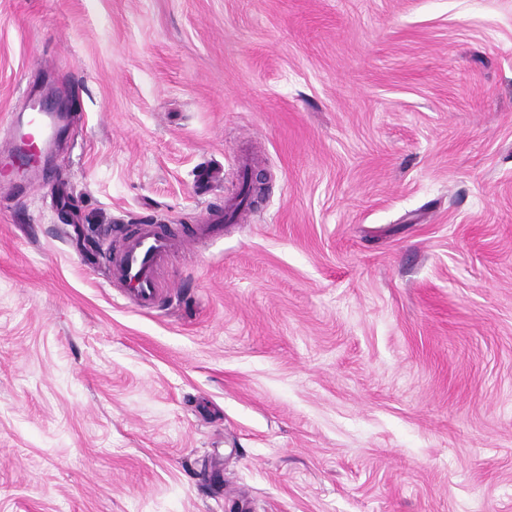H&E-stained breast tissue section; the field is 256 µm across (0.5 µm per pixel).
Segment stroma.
<instances>
[{
    "mask_svg": "<svg viewBox=\"0 0 512 512\" xmlns=\"http://www.w3.org/2000/svg\"><path fill=\"white\" fill-rule=\"evenodd\" d=\"M0 512H512V0H0ZM259 181L141 311L107 228ZM35 109L37 112H31L24 121L14 126L10 143L0 150L1 176L7 172L34 167L32 159L23 150L22 145L33 141L48 142L54 136L56 126L63 119V115L53 112L48 104L40 103Z\"/></svg>",
    "mask_w": 512,
    "mask_h": 512,
    "instance_id": "1",
    "label": "stroma"
}]
</instances>
